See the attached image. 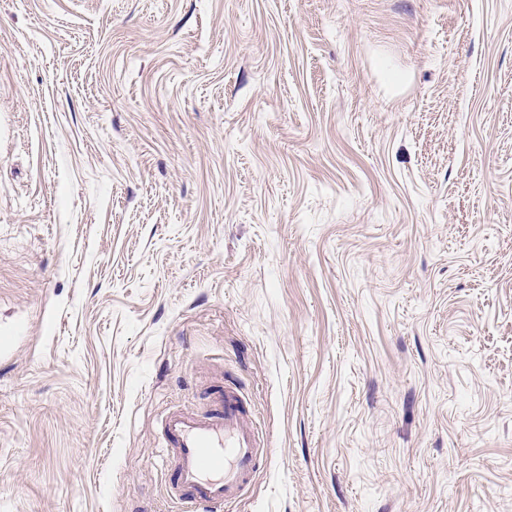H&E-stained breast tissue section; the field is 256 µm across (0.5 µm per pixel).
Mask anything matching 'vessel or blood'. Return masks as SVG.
<instances>
[{
  "label": "vessel or blood",
  "instance_id": "vessel-or-blood-1",
  "mask_svg": "<svg viewBox=\"0 0 512 512\" xmlns=\"http://www.w3.org/2000/svg\"><path fill=\"white\" fill-rule=\"evenodd\" d=\"M160 428L174 502L188 512H222L245 492L262 444L238 388L215 391L203 411L166 412Z\"/></svg>",
  "mask_w": 512,
  "mask_h": 512
}]
</instances>
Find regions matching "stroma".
Here are the masks:
<instances>
[{"label":"stroma","instance_id":"1","mask_svg":"<svg viewBox=\"0 0 512 512\" xmlns=\"http://www.w3.org/2000/svg\"><path fill=\"white\" fill-rule=\"evenodd\" d=\"M512 512V0H0V512ZM160 428L174 502L218 512L245 492L264 445L237 387L215 391L201 412H166Z\"/></svg>","mask_w":512,"mask_h":512}]
</instances>
